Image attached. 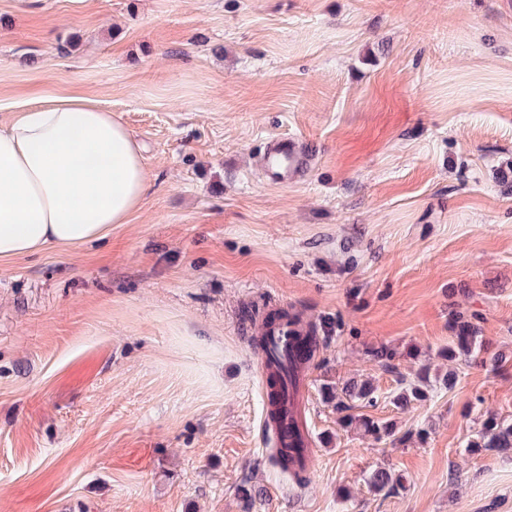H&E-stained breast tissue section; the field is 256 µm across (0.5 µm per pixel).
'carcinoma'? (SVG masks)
Instances as JSON below:
<instances>
[{
    "label": "carcinoma",
    "mask_w": 512,
    "mask_h": 512,
    "mask_svg": "<svg viewBox=\"0 0 512 512\" xmlns=\"http://www.w3.org/2000/svg\"><path fill=\"white\" fill-rule=\"evenodd\" d=\"M290 324L304 322L307 330L303 334L291 337L288 345V357L276 361L278 379L288 378L293 383L314 362L317 352L323 345H328L343 332L341 319L321 316L315 319L306 317L299 311H277L265 315L264 324L272 327L282 320ZM477 315L461 310H453L450 315V327L454 333L448 347L442 353L448 360L471 357L482 347L479 327L474 323ZM365 355L384 370L394 373L398 352L387 345L370 347ZM431 390L427 370H421L413 380L400 378V389L393 396L394 407L403 409L412 401H424L429 398ZM321 397L325 404L336 412V421L344 428L353 425L371 434L375 439L385 440L393 445H400L408 440L407 435L399 434L394 423L388 420H375L366 415L354 413L356 404L374 406L378 402L377 388L369 380H349L342 385H325L321 388ZM467 446L472 451L481 448H498L502 451L512 450V422L496 416L487 417L479 430L471 435ZM269 462L281 474L298 487H304L311 479L313 470L305 467L285 448H270ZM370 487L375 492L390 494L401 486L400 475L386 467L375 469L368 478Z\"/></svg>",
    "instance_id": "1"
}]
</instances>
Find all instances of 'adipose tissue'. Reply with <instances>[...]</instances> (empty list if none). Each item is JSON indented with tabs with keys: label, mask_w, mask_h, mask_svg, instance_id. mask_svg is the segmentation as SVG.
Returning a JSON list of instances; mask_svg holds the SVG:
<instances>
[{
	"label": "adipose tissue",
	"mask_w": 512,
	"mask_h": 512,
	"mask_svg": "<svg viewBox=\"0 0 512 512\" xmlns=\"http://www.w3.org/2000/svg\"><path fill=\"white\" fill-rule=\"evenodd\" d=\"M149 188L139 144L88 97L46 98L0 126V260L107 238Z\"/></svg>",
	"instance_id": "adipose-tissue-1"
}]
</instances>
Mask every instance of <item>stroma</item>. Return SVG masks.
<instances>
[{
	"mask_svg": "<svg viewBox=\"0 0 512 512\" xmlns=\"http://www.w3.org/2000/svg\"><path fill=\"white\" fill-rule=\"evenodd\" d=\"M68 94L150 186L106 240L0 263V512H247L245 479L248 512H512V451L466 446L512 419V365L439 354L458 307L512 351V0H0V123ZM284 134L315 165L277 185ZM266 305L344 323L307 372L303 489L268 462ZM423 368L431 399L395 409ZM353 377L409 442L337 424L320 388ZM313 160L307 143L293 136L279 135L267 144L261 165L270 181L287 184L288 178L309 172ZM364 354L384 370L396 373L397 366L394 361H396L399 355L394 348L387 345H380L377 347L367 348ZM368 483L373 491L390 494L401 486V477L389 468L379 467L369 475Z\"/></svg>",
	"mask_w": 512,
	"mask_h": 512,
	"instance_id": "1",
	"label": "stroma"
}]
</instances>
